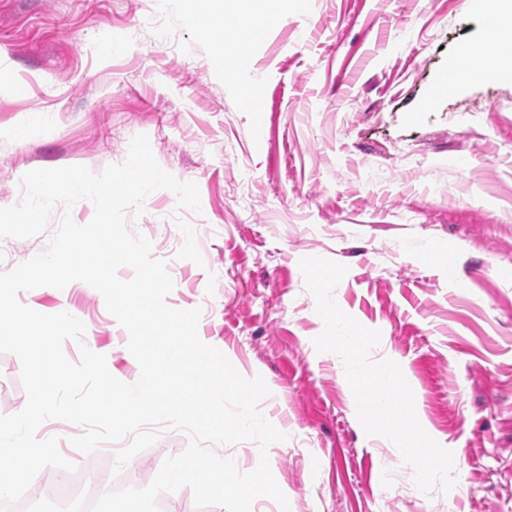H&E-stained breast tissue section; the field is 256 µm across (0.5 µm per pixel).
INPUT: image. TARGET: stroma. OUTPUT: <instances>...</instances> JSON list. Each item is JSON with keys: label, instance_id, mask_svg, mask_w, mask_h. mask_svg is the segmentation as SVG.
I'll return each mask as SVG.
<instances>
[{"label": "stroma", "instance_id": "35a3bbf8", "mask_svg": "<svg viewBox=\"0 0 512 512\" xmlns=\"http://www.w3.org/2000/svg\"><path fill=\"white\" fill-rule=\"evenodd\" d=\"M242 46L189 25L182 0H0V208L34 169L122 163L146 135L160 166L196 183L200 212L151 194L130 229L174 281L166 303L201 308L200 338L245 378L285 440L223 448L240 471L268 458L290 512H512V80L452 82L483 35L482 0H201ZM162 20L163 40L137 32ZM38 133L13 136L31 114ZM196 230L204 266L176 259ZM449 250L452 267L433 261ZM348 266L338 306L379 330L423 429L457 459L455 486L424 493L387 439L367 436L299 262ZM72 312L110 372L140 367L102 295L75 281L20 292ZM19 359L0 353V416L26 404ZM162 429L128 464L147 486L182 452ZM395 470H387V459Z\"/></svg>", "mask_w": 512, "mask_h": 512}]
</instances>
